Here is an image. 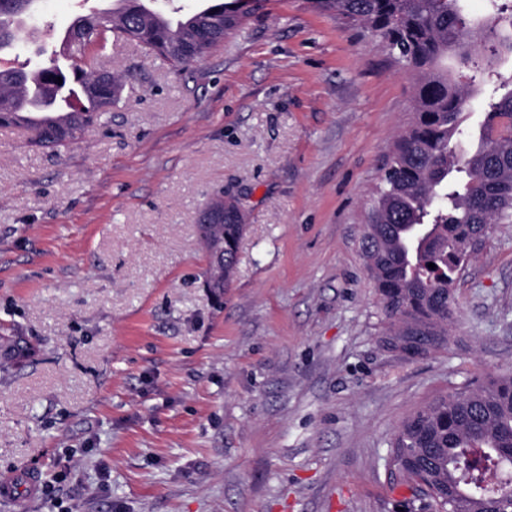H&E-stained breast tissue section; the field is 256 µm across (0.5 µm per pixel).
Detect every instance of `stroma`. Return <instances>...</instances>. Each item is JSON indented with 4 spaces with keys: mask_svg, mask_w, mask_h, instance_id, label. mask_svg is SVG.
<instances>
[{
    "mask_svg": "<svg viewBox=\"0 0 512 512\" xmlns=\"http://www.w3.org/2000/svg\"><path fill=\"white\" fill-rule=\"evenodd\" d=\"M81 0H42L25 68ZM133 92L57 153L0 129V477L36 471L29 512H421L386 476L414 407L512 371V223L453 286L446 351L406 360L361 254L367 203L412 112L386 42L305 0H267L183 70L134 43ZM247 229L221 302L200 210Z\"/></svg>",
    "mask_w": 512,
    "mask_h": 512,
    "instance_id": "35a3bbf8",
    "label": "stroma"
}]
</instances>
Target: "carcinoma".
I'll return each mask as SVG.
<instances>
[{
  "label": "carcinoma",
  "instance_id": "1",
  "mask_svg": "<svg viewBox=\"0 0 512 512\" xmlns=\"http://www.w3.org/2000/svg\"><path fill=\"white\" fill-rule=\"evenodd\" d=\"M156 0H117L76 17L65 37L79 47L69 64L55 56L29 70L0 68V127L18 123L9 104L30 103V144L57 151L112 111L126 87L120 73L101 74L99 59L113 43L135 41L176 66L202 61L237 31L266 0H204L196 11L166 26ZM39 0H0V55L26 41L25 20ZM310 6L385 40L396 60L416 75L413 117L396 137L380 186L368 203L362 240L365 267L385 321L382 346L401 357L448 349L455 306L451 286L472 259L469 243L493 224L512 220V75L499 76L484 97L483 119L469 135L459 115L482 82L459 83L448 57L482 72L512 59V5L492 0L495 13L473 19L460 0H306ZM244 216L224 205V287L231 285ZM435 264L431 269L428 264ZM11 357H28L22 336H0ZM512 373L475 380L413 411L389 442L398 471L436 512H487L512 496Z\"/></svg>",
  "mask_w": 512,
  "mask_h": 512
}]
</instances>
